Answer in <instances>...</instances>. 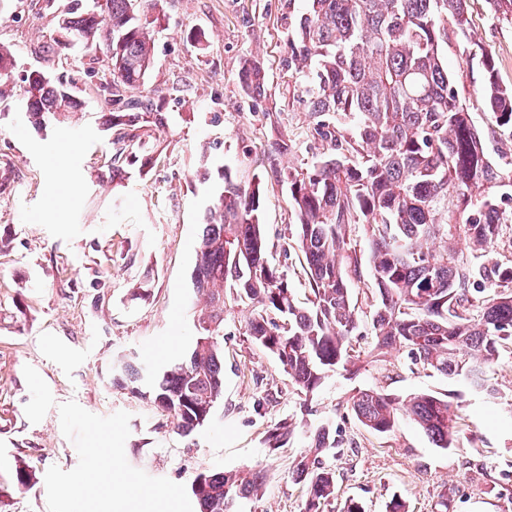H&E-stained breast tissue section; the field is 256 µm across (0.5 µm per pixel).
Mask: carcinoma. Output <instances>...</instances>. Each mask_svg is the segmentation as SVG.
I'll return each instance as SVG.
<instances>
[{
  "label": "carcinoma",
  "instance_id": "1",
  "mask_svg": "<svg viewBox=\"0 0 512 512\" xmlns=\"http://www.w3.org/2000/svg\"><path fill=\"white\" fill-rule=\"evenodd\" d=\"M135 0H66L53 8L51 50L79 44L94 55L112 52L104 71L105 99L116 106L112 127L161 126L150 98L130 95L153 65L152 27ZM288 0V66L300 81V101L313 115L314 136L327 154L296 167L274 168L288 190L296 219L295 245L304 259L307 301L297 299L287 274L268 257L261 182L241 184L230 173L208 209L196 247L192 282L209 311L198 317L192 348L161 373L145 376L130 363L113 371L131 383L147 381L142 396L172 417L178 433L205 426L224 398V307L243 306L247 341L269 354L299 394L310 397L328 373L356 365L351 338L361 315L352 284L370 267L378 305L369 356L404 350L412 363L487 389L486 370L512 342V262L494 258L503 225L512 224V161L493 160L486 134L472 122L448 72V25H469L470 0ZM484 109L498 130L512 131V88L500 84L494 58L481 52ZM16 57L0 44V98L11 84ZM243 92L260 97L263 64L240 62ZM28 121L58 124L79 106L63 81L44 78L24 87ZM112 179L125 175L122 156L141 136L112 140ZM365 244L367 252L357 250ZM358 422L376 434L406 416L441 449L456 447L461 417L448 401L421 392L396 397L378 389L350 399ZM295 427L268 431L272 450ZM338 447L331 426L311 432L310 455L293 467L307 488L305 512L336 501V472L319 455ZM266 474L257 468L208 471L191 489L198 512H238L262 496Z\"/></svg>",
  "mask_w": 512,
  "mask_h": 512
}]
</instances>
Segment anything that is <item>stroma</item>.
Instances as JSON below:
<instances>
[{"label": "stroma", "mask_w": 512, "mask_h": 512, "mask_svg": "<svg viewBox=\"0 0 512 512\" xmlns=\"http://www.w3.org/2000/svg\"><path fill=\"white\" fill-rule=\"evenodd\" d=\"M287 11L288 0H162L141 92L167 121L145 129V147L119 185L107 168L111 113L89 54L79 46L43 52L55 35L47 0H11L0 15V43L12 47L16 73L67 80L81 102L65 123L40 128L16 110L22 82L0 100V512H197L190 485L199 473L255 465L267 470L266 491L241 512H305V489L291 471L323 423L341 442L321 458L336 471V506L352 499L365 512H386L399 498L409 512H512V347L487 372L491 395L394 351L330 373L303 399L276 360L249 344L233 306L224 314V398L188 437L114 379L118 360L160 371L190 349L204 306L193 291L195 247L222 171L261 182L268 253L297 295L305 293L302 258L287 246L291 203L271 166L312 161L326 145L310 133L288 67ZM470 11L467 35L449 36L448 70L484 131L493 118L477 95L483 70L469 53L491 54L500 83L511 87L512 20L485 0H471ZM250 56L266 69L261 97H247L237 78ZM280 141L290 151L277 157ZM203 165L205 182L196 175ZM143 283L142 299L135 290ZM353 297L363 315L351 344L364 355L377 306L371 275L354 283ZM361 388L438 393L462 417L457 447L436 448L404 417L391 433L367 431L349 403ZM286 421L295 422L294 434L271 450L268 430ZM95 446L111 457L93 455ZM21 469L30 475L24 485Z\"/></svg>", "instance_id": "stroma-1"}]
</instances>
